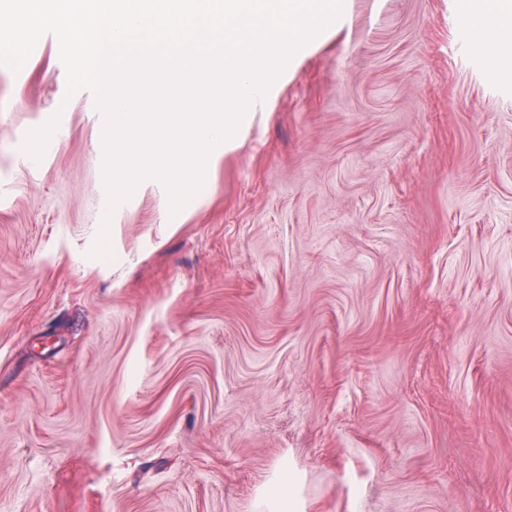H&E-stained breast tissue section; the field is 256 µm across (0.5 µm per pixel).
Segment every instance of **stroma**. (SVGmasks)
I'll return each instance as SVG.
<instances>
[{"label":"stroma","mask_w":512,"mask_h":512,"mask_svg":"<svg viewBox=\"0 0 512 512\" xmlns=\"http://www.w3.org/2000/svg\"><path fill=\"white\" fill-rule=\"evenodd\" d=\"M490 51L462 0H343L175 213L108 209L53 35L0 66V512H266L281 474L301 512H512Z\"/></svg>","instance_id":"1"}]
</instances>
